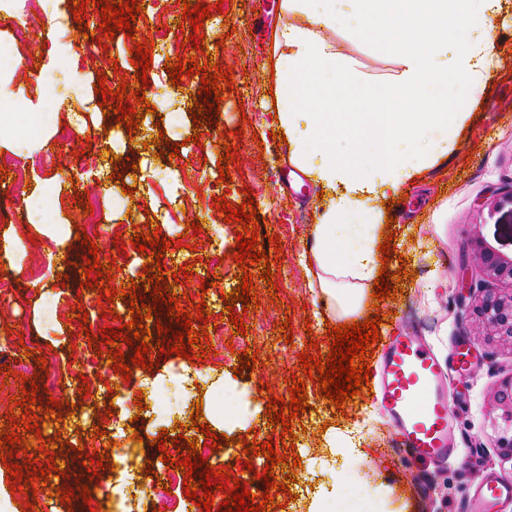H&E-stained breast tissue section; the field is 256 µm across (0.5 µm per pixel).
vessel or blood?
Returning <instances> with one entry per match:
<instances>
[{"mask_svg":"<svg viewBox=\"0 0 512 512\" xmlns=\"http://www.w3.org/2000/svg\"><path fill=\"white\" fill-rule=\"evenodd\" d=\"M378 398L412 456L432 462L456 453L452 411L441 360L419 337L399 335L378 361ZM512 496V480L488 474L469 505L491 512Z\"/></svg>","mask_w":512,"mask_h":512,"instance_id":"1","label":"vessel or blood"}]
</instances>
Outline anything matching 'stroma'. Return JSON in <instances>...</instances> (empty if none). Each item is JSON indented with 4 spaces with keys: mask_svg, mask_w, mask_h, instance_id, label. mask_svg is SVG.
<instances>
[{
    "mask_svg": "<svg viewBox=\"0 0 512 512\" xmlns=\"http://www.w3.org/2000/svg\"><path fill=\"white\" fill-rule=\"evenodd\" d=\"M142 11L136 16L138 31L128 38L116 32L108 44L98 41L104 30L100 9L89 0L81 18H74L73 0H58L49 6L40 0L42 17L37 26H20L18 18L0 19V41L9 42L19 68L0 80V89L11 92L18 107H40L38 86L51 81L56 87L54 102L59 112L73 108L74 84L88 90L100 83L117 88L120 78L129 83L123 104L135 107L142 123L128 133L125 121L97 111L86 124H70L69 140L55 131L34 135L30 152L44 161L42 170L32 173L16 188L0 192V232L19 234L24 241H35L50 257L52 268L36 273L31 259L20 268L0 265V280L13 279L15 288L0 295V432L13 419L26 415L17 405L20 389L34 381L38 392L37 414L44 425L40 432L18 427V435L44 441H64V448L52 447L48 456L37 450L15 446L12 461L39 459L48 466L57 459L64 472L53 471L47 484L38 486L36 497L10 493L11 481L0 464V512H22L34 505L35 512H120L119 493L137 501L138 512H154L163 492L162 477L168 465L159 458L155 445L160 431L178 438L179 449H186L187 438L205 443L211 434H226L230 444L202 455L213 470L229 469L252 495L265 490L263 471L267 458L253 457V473H240L237 458L251 443L272 442L283 459L285 472L296 475L290 491L275 496L270 512H307L318 494L334 499L338 483H347L346 504L360 512H374L369 491L385 485L399 512H467L469 502L487 472L512 479V464L502 461L495 446V433L487 398L504 380L512 378V351L502 348L496 337L487 335L474 309L482 296L481 276L472 262V238L480 236L500 253L512 254V7L504 6L495 20L496 62L483 90L458 102L468 119L459 129L453 148L431 167L423 170L401 190L402 202L391 205V231L396 239V258L387 271L394 298L367 305L364 316L373 319L391 314V322L379 327L380 343H389L405 327L411 326L430 344L436 354L451 349L463 352V359L450 358L448 392L453 402L454 429L459 456L437 465L409 456L386 410L373 396L360 392L343 408L321 398L315 381L305 389L309 406L293 425V448L280 441L266 413L269 395L288 396L289 376H301L299 356L308 352L309 339H317L321 353H328L329 329L337 318L324 315L323 302L314 295L302 264V253L311 224L321 206V190L305 173L288 165L287 146L272 138L268 110L273 104L269 87L273 82L266 66L272 54V35L287 23L282 0H190L191 4H221L222 10L205 20V36L199 46L189 39L191 27L182 26V6L170 7L168 15L159 10L166 0H139ZM45 30L39 47H31L28 35L33 28ZM23 37H16V29ZM153 39L152 65L148 72L135 69L132 59L137 42ZM346 53L354 57L362 71L374 78L395 72L394 57L377 52L371 39L346 30L335 33ZM199 59L233 74V89L226 92L216 112L193 120L194 96L201 86L200 76L183 77L173 84L167 72L176 59ZM146 77L145 102H137L138 77ZM122 143L109 153V134ZM231 134L236 161L230 175L220 178L218 159L226 148L223 134ZM38 185L59 186L60 210L69 222L64 230L66 244L50 234L37 233L30 224L16 223L21 212L14 197L28 198ZM133 188L127 209H114L107 189ZM251 196L257 211L255 228L258 249L269 258L279 259L273 267L274 279L264 282L261 265L250 268L257 305L235 301L233 313H226L223 293L233 291L242 272L234 260L238 224L226 221L217 211L214 197L242 204ZM199 222L202 230L186 233L188 222ZM157 229L170 241L164 253L162 272L171 282L170 293L188 308L190 299L204 298L208 320L193 318V325L221 329L223 343L215 355L195 365L187 359L154 350L147 354L152 370L132 366L130 379L114 372H102L99 352L103 328L115 319L131 321L130 302L124 291L129 281H137V296L144 304H155L154 318L143 325L156 329L166 318L165 303H153L145 282L151 274L143 268L148 252L137 251L132 241L137 235ZM87 230L88 244L76 240L77 230ZM96 245L100 265L116 264L112 287L121 297L112 301L111 316H104L95 290L82 286V270L89 245ZM405 263H398V256ZM192 265L191 280L175 281L184 265ZM214 276V286L202 287L206 276ZM276 284L277 296H270L269 284ZM57 300L61 315L49 317L43 299ZM243 319L245 335H238L230 317ZM291 322L292 343L280 339L283 322ZM256 350L254 368L235 374L238 355ZM53 354V366L35 361V351ZM223 378L232 389L239 408L247 409V419L224 418L222 395L207 396V378ZM89 382V393H80L82 382ZM269 383L271 393L261 392ZM62 407L46 411L48 399ZM112 419H105V412ZM207 425V432L196 429ZM353 432L362 450L354 461L329 448V429ZM104 449L109 453L91 477L83 455ZM92 484L91 504L72 497L62 505L53 489L74 484Z\"/></svg>",
    "mask_w": 512,
    "mask_h": 512,
    "instance_id": "obj_1",
    "label": "stroma"
}]
</instances>
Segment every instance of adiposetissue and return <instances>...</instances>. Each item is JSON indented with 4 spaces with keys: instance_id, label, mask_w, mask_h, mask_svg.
I'll list each match as a JSON object with an SVG mask.
<instances>
[{
    "instance_id": "1",
    "label": "adipose tissue",
    "mask_w": 512,
    "mask_h": 512,
    "mask_svg": "<svg viewBox=\"0 0 512 512\" xmlns=\"http://www.w3.org/2000/svg\"><path fill=\"white\" fill-rule=\"evenodd\" d=\"M502 0H282L273 38L275 127L288 162L326 193L303 254L310 286L341 318L362 315L381 266L380 200L447 154L464 122L457 101L484 86ZM350 28L394 56L373 79L330 33ZM368 111H341L340 94Z\"/></svg>"
}]
</instances>
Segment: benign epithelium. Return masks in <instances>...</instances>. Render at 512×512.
Instances as JSON below:
<instances>
[{"label": "benign epithelium", "instance_id": "benign-epithelium-1", "mask_svg": "<svg viewBox=\"0 0 512 512\" xmlns=\"http://www.w3.org/2000/svg\"><path fill=\"white\" fill-rule=\"evenodd\" d=\"M473 262L487 278L511 285L509 291L488 289L477 306V314L490 334L512 348V256H505L474 237ZM492 413L501 420L496 447L512 459V379L504 381L489 394Z\"/></svg>", "mask_w": 512, "mask_h": 512}]
</instances>
